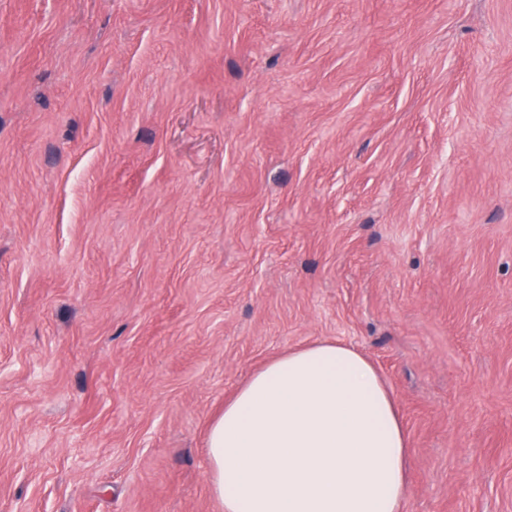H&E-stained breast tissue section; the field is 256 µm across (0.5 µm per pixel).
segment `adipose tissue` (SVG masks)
<instances>
[{
	"label": "adipose tissue",
	"instance_id": "adipose-tissue-1",
	"mask_svg": "<svg viewBox=\"0 0 512 512\" xmlns=\"http://www.w3.org/2000/svg\"><path fill=\"white\" fill-rule=\"evenodd\" d=\"M224 512H404L407 434L372 362L317 340L249 376L208 428Z\"/></svg>",
	"mask_w": 512,
	"mask_h": 512
}]
</instances>
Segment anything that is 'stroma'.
I'll use <instances>...</instances> for the list:
<instances>
[{
  "mask_svg": "<svg viewBox=\"0 0 512 512\" xmlns=\"http://www.w3.org/2000/svg\"><path fill=\"white\" fill-rule=\"evenodd\" d=\"M321 339L404 512H512V0H0V512H223L211 420Z\"/></svg>",
  "mask_w": 512,
  "mask_h": 512,
  "instance_id": "obj_1",
  "label": "stroma"
}]
</instances>
